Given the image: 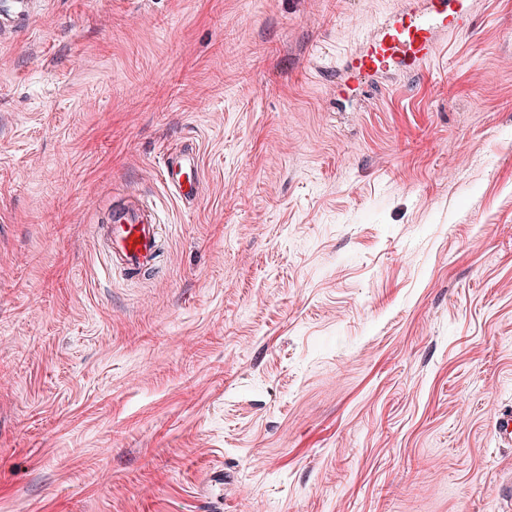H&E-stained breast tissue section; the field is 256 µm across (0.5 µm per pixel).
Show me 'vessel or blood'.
Segmentation results:
<instances>
[{
	"label": "vessel or blood",
	"mask_w": 512,
	"mask_h": 512,
	"mask_svg": "<svg viewBox=\"0 0 512 512\" xmlns=\"http://www.w3.org/2000/svg\"><path fill=\"white\" fill-rule=\"evenodd\" d=\"M473 0H401V6L370 29L346 63L349 80L382 73L392 64H425L432 56L436 37L466 29L472 19ZM161 178L182 204H193L202 182L196 148L182 147L163 159ZM162 226L156 209L124 196L108 217L94 227L93 239L104 255L105 271L121 270L139 278L151 272L161 250ZM499 444L512 447V409H500L494 419Z\"/></svg>",
	"instance_id": "vessel-or-blood-1"
}]
</instances>
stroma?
Masks as SVG:
<instances>
[{
  "label": "stroma",
  "mask_w": 512,
  "mask_h": 512,
  "mask_svg": "<svg viewBox=\"0 0 512 512\" xmlns=\"http://www.w3.org/2000/svg\"><path fill=\"white\" fill-rule=\"evenodd\" d=\"M398 5L36 0L0 39V512H512V0L339 105ZM127 194L143 279L92 238ZM161 178L169 192L183 205L193 204L199 196L202 182L199 151L186 146L166 154ZM162 224L156 209L130 195L112 205L102 223L94 226L93 239L103 251V273L119 269L129 278L151 272L161 250ZM494 430L498 436L499 446L512 447V409H500L494 419Z\"/></svg>",
  "instance_id": "stroma-1"
}]
</instances>
